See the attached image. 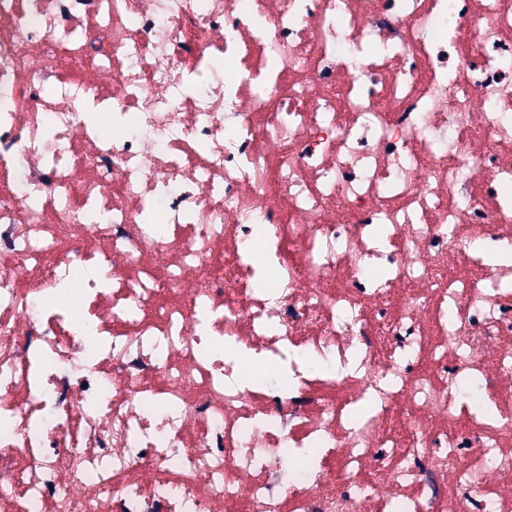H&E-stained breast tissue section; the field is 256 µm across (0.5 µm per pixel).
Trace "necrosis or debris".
<instances>
[{"label": "necrosis or debris", "instance_id": "necrosis-or-debris-1", "mask_svg": "<svg viewBox=\"0 0 512 512\" xmlns=\"http://www.w3.org/2000/svg\"><path fill=\"white\" fill-rule=\"evenodd\" d=\"M478 241L512 0H0V512H512Z\"/></svg>", "mask_w": 512, "mask_h": 512}]
</instances>
